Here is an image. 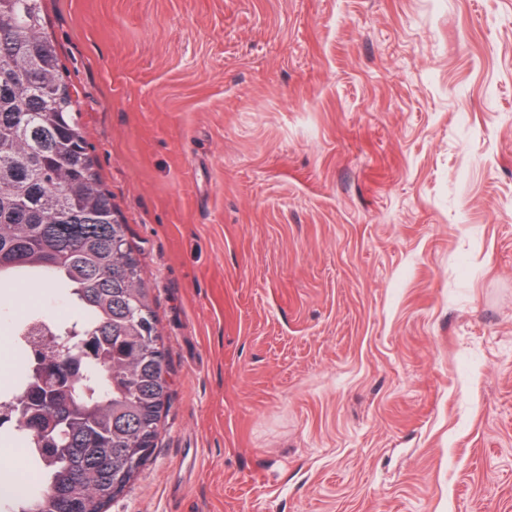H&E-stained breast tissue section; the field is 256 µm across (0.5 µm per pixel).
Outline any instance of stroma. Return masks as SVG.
<instances>
[{
    "label": "stroma",
    "instance_id": "stroma-1",
    "mask_svg": "<svg viewBox=\"0 0 512 512\" xmlns=\"http://www.w3.org/2000/svg\"><path fill=\"white\" fill-rule=\"evenodd\" d=\"M43 7L171 388L107 512H512V0Z\"/></svg>",
    "mask_w": 512,
    "mask_h": 512
}]
</instances>
